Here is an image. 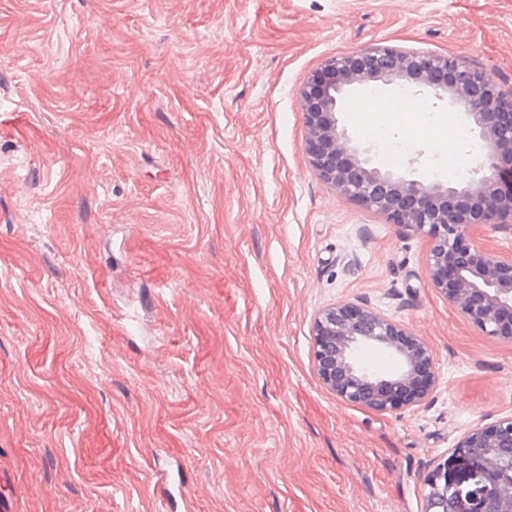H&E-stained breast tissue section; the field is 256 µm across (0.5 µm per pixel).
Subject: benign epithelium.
<instances>
[{
  "label": "benign epithelium",
  "mask_w": 512,
  "mask_h": 512,
  "mask_svg": "<svg viewBox=\"0 0 512 512\" xmlns=\"http://www.w3.org/2000/svg\"><path fill=\"white\" fill-rule=\"evenodd\" d=\"M370 83L409 84L465 111L484 143L474 176L462 187L407 179L370 166L339 128L340 95ZM305 153L319 178L430 242L431 285L492 337L512 339V256L463 240L482 224H512V89L462 56L390 47L326 58L298 95ZM312 361L321 384L340 400L380 413L422 405L436 376L430 344L407 325L366 304L339 301L313 319ZM366 349L391 356L397 369L372 371ZM425 512H512V415L478 423L453 457L424 479Z\"/></svg>",
  "instance_id": "obj_1"
}]
</instances>
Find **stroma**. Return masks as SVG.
I'll return each mask as SVG.
<instances>
[{
	"label": "stroma",
	"instance_id": "35a3bbf8",
	"mask_svg": "<svg viewBox=\"0 0 512 512\" xmlns=\"http://www.w3.org/2000/svg\"><path fill=\"white\" fill-rule=\"evenodd\" d=\"M384 46L511 89L512 0H0V512H425L426 475L512 414V340L304 151L309 74ZM370 92L338 119L373 166L461 154L447 104L427 125ZM379 136L412 147L393 163ZM337 301L426 339L424 405L320 384Z\"/></svg>",
	"mask_w": 512,
	"mask_h": 512
}]
</instances>
